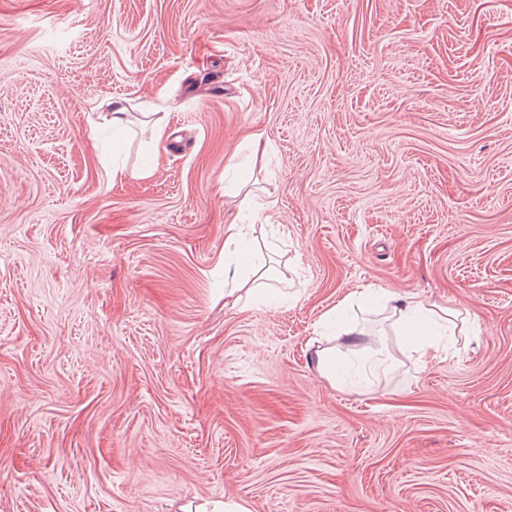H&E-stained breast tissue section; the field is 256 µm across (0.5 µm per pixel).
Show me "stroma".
I'll list each match as a JSON object with an SVG mask.
<instances>
[{
  "label": "stroma",
  "mask_w": 512,
  "mask_h": 512,
  "mask_svg": "<svg viewBox=\"0 0 512 512\" xmlns=\"http://www.w3.org/2000/svg\"><path fill=\"white\" fill-rule=\"evenodd\" d=\"M242 179L277 306L224 298ZM365 288L480 332L322 335ZM215 501L512 512V0H0V512ZM381 293L383 301V311H388L387 318H394L395 323L401 324L405 329L413 326L419 321H426L438 330L436 336H429L415 340L410 344V351L421 366H425L432 360H435L441 351L448 348V354L455 352L458 343L457 336H469L470 324L472 320L462 313L458 308L439 307L434 304L429 305L413 296H401L397 293L384 291ZM374 288H365L357 292L345 295L331 310L325 313V318L330 319L336 314L344 311L352 305L356 297L375 296L381 292ZM448 338V347L442 346V340Z\"/></svg>",
  "instance_id": "35a3bbf8"
}]
</instances>
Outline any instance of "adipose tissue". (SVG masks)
Returning a JSON list of instances; mask_svg holds the SVG:
<instances>
[{"label":"adipose tissue","mask_w":512,"mask_h":512,"mask_svg":"<svg viewBox=\"0 0 512 512\" xmlns=\"http://www.w3.org/2000/svg\"><path fill=\"white\" fill-rule=\"evenodd\" d=\"M224 231V294L244 296L252 300L276 294L279 277L268 271L247 272L246 266L253 253V239L249 225L243 224L240 213L229 214ZM382 308L403 327L425 321L436 333L415 340L410 350L420 365L435 360L443 347H456L459 337L468 335L471 320L460 309L430 305L412 296L385 291L381 294Z\"/></svg>","instance_id":"1"}]
</instances>
